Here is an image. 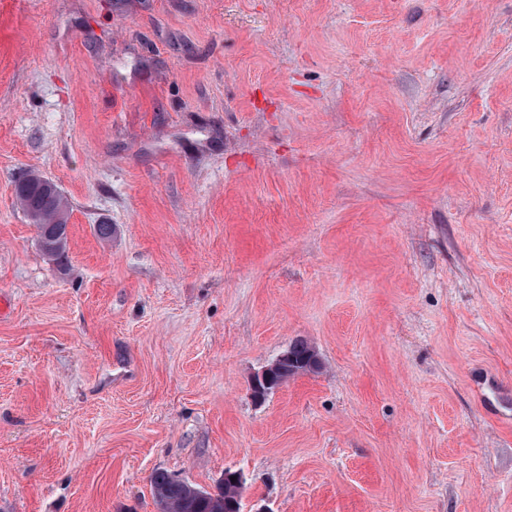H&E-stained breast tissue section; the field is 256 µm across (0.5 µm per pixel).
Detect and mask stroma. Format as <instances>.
<instances>
[{
  "label": "stroma",
  "instance_id": "35a3bbf8",
  "mask_svg": "<svg viewBox=\"0 0 512 512\" xmlns=\"http://www.w3.org/2000/svg\"><path fill=\"white\" fill-rule=\"evenodd\" d=\"M298 339L321 370L255 401ZM484 370L512 390V0H0V512H157V470L512 512ZM25 178H30V176ZM54 185L58 193H56ZM15 193L30 223L35 224L37 228L38 236L43 242L42 252L49 260L63 264L68 246L70 215L67 198L55 183L43 181L38 175L31 177L27 182L19 181L15 186ZM49 225L55 229V240L52 242L54 246L47 247L44 240Z\"/></svg>",
  "mask_w": 512,
  "mask_h": 512
}]
</instances>
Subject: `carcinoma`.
<instances>
[{"mask_svg":"<svg viewBox=\"0 0 512 512\" xmlns=\"http://www.w3.org/2000/svg\"><path fill=\"white\" fill-rule=\"evenodd\" d=\"M16 197L40 238L46 237L49 227L55 229L52 246H42V252L50 260L61 264L66 258L70 205L67 198L55 191L54 185L38 176L15 186ZM318 353L305 340L292 343L288 364L281 368L277 379L287 380L298 375V370L310 361H316ZM155 501L164 503L171 512H241V500L230 480L219 483L216 492L201 489L166 471L157 470L150 478Z\"/></svg>","mask_w":512,"mask_h":512,"instance_id":"carcinoma-1","label":"carcinoma"}]
</instances>
